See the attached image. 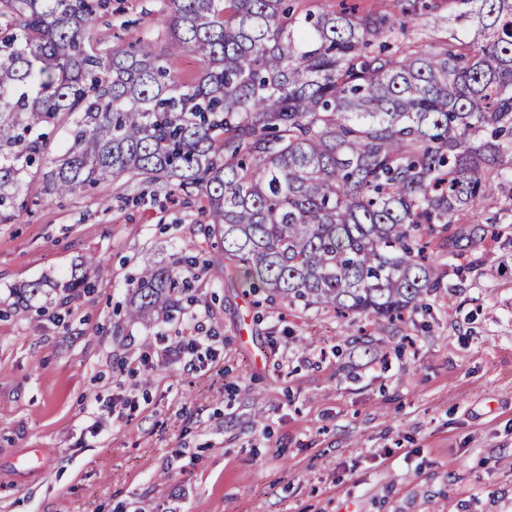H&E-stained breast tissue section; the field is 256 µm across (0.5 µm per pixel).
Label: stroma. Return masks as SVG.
Here are the masks:
<instances>
[{
  "mask_svg": "<svg viewBox=\"0 0 512 512\" xmlns=\"http://www.w3.org/2000/svg\"><path fill=\"white\" fill-rule=\"evenodd\" d=\"M168 13L112 0L92 33L150 40L197 81ZM41 188L24 174L26 206L0 224V512H512V226L475 246L453 225L435 248L450 290L383 332L252 305L216 247L179 317L126 322L129 276L188 245L202 203L124 178ZM452 252L478 267L449 270ZM75 272L93 291L18 308L14 288ZM191 340L198 354L156 356Z\"/></svg>",
  "mask_w": 512,
  "mask_h": 512,
  "instance_id": "stroma-1",
  "label": "stroma"
}]
</instances>
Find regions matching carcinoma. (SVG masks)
<instances>
[{
	"instance_id": "carcinoma-1",
	"label": "carcinoma",
	"mask_w": 512,
	"mask_h": 512,
	"mask_svg": "<svg viewBox=\"0 0 512 512\" xmlns=\"http://www.w3.org/2000/svg\"><path fill=\"white\" fill-rule=\"evenodd\" d=\"M169 2L170 45L202 63L192 85L148 42L98 48L89 25L111 0H0V224L35 165L50 198L174 183L206 199L198 233L251 293L380 323L451 288L427 249L459 217L497 199L512 223V0H402L396 17ZM60 123L55 159L42 129ZM195 247L132 279L127 320L175 311L209 267Z\"/></svg>"
}]
</instances>
